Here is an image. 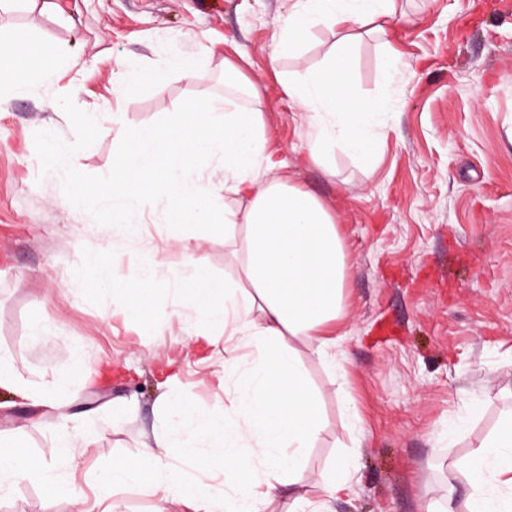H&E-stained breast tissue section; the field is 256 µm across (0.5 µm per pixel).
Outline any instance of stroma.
Returning a JSON list of instances; mask_svg holds the SVG:
<instances>
[{
  "label": "stroma",
  "mask_w": 512,
  "mask_h": 512,
  "mask_svg": "<svg viewBox=\"0 0 512 512\" xmlns=\"http://www.w3.org/2000/svg\"><path fill=\"white\" fill-rule=\"evenodd\" d=\"M289 0H7L0 37L32 42L56 78L0 95V354L23 392L0 389V440L50 461L55 436L90 437L73 463L85 494L113 466L166 440L188 478L213 483L182 456L220 459L184 404L233 406L224 337L184 284L196 263L217 279L237 274L215 216L224 164L199 159L177 192L205 219L179 227L164 202L137 217L99 196L123 156L118 129L178 125L192 101L224 95V63L250 81L239 103L260 110L269 147L294 180L335 211L346 246L344 374L308 337L292 338L319 397L322 430L308 451L315 474L336 457L354 472L350 497L326 512H424L428 501L469 492L449 466L470 454L512 409V8L500 0H397L387 36L356 46L348 79L383 111L376 169L336 152L331 169L307 159V129L283 91L289 75L323 64L336 32L308 28L298 57L276 56ZM403 58L386 83L388 51ZM194 60L203 76L173 68ZM135 70L139 80L119 82ZM166 71L155 82V71ZM126 292L114 301L112 283ZM153 288L158 322L133 308ZM50 317L45 335L38 322ZM65 378L63 394L37 402ZM485 410L469 419L470 399ZM464 424L449 437L448 430ZM115 512H192L159 499L150 477L118 491ZM0 512H75L65 496L16 484Z\"/></svg>",
  "instance_id": "stroma-1"
}]
</instances>
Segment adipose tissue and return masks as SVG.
I'll use <instances>...</instances> for the list:
<instances>
[{
  "mask_svg": "<svg viewBox=\"0 0 512 512\" xmlns=\"http://www.w3.org/2000/svg\"><path fill=\"white\" fill-rule=\"evenodd\" d=\"M396 10L394 0H293L279 48L292 52L304 25L322 22L340 31L336 53L321 68L290 78L284 90L306 125L309 158L328 164L336 151L372 161L376 141L385 134L380 111L359 101L346 81L351 31L375 25L385 31ZM0 66V90L25 92L32 77H50L40 50H10ZM248 80L233 62L224 64V116L211 105L195 102L184 112L193 131L184 140L176 131L155 127L126 134L128 152L121 159L105 198L120 201L136 214L141 201L175 186L196 156L224 161V192L240 205L225 204L224 239L234 245L237 280H212L197 269L186 284L191 302L208 310L224 331V368L234 381L233 410L187 406L211 445L223 449L224 481L200 488L182 481L165 461L162 447H145L138 465H117L103 483L100 499L134 482L149 467L157 490L181 497L193 512H257L259 504L286 494L299 512H321L323 502L350 495L353 472L339 460L318 472L312 484L316 499L302 491L305 448L321 430L317 400L308 387L290 340L312 336L322 357H330L337 340L332 329L343 317L347 254L335 213L316 195L283 175L282 161L269 152L262 112L236 104ZM223 296V309L212 301ZM252 354L240 367L237 350ZM68 433L57 435L53 465L26 460L15 448L0 447V494L28 480L47 496L72 497L78 512H95L73 483L66 462L84 454ZM470 493L463 506L431 503L426 512H512V414L457 465Z\"/></svg>",
  "mask_w": 512,
  "mask_h": 512,
  "instance_id": "obj_1",
  "label": "adipose tissue"
}]
</instances>
